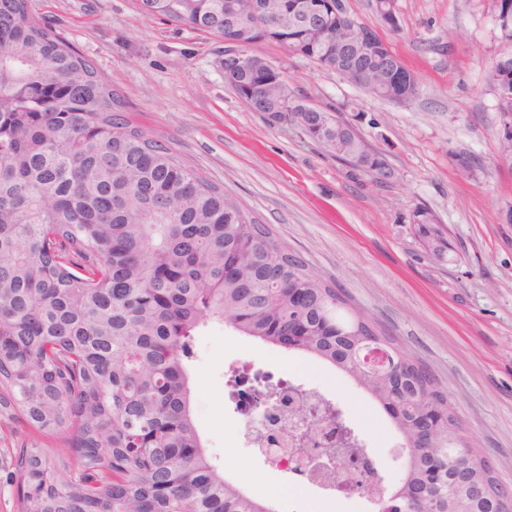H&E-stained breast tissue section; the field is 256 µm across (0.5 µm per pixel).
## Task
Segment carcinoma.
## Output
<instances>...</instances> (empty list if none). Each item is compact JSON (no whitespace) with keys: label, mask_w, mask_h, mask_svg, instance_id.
<instances>
[{"label":"carcinoma","mask_w":512,"mask_h":512,"mask_svg":"<svg viewBox=\"0 0 512 512\" xmlns=\"http://www.w3.org/2000/svg\"><path fill=\"white\" fill-rule=\"evenodd\" d=\"M239 0L234 39L248 68L231 87L264 116L318 112L305 134L339 159L386 170L358 134L294 94L262 56L281 42L323 66L336 59L318 29L292 19L306 2ZM153 17L224 36V0H146ZM276 12L288 33L259 28ZM360 56L367 93L418 97L396 61L380 84L374 30ZM266 81L260 97L249 88ZM302 291L300 309L292 294ZM219 323L275 345L296 323L297 350L364 387L409 448L383 510L504 512L512 491L474 452L433 369L404 350L349 294L315 273L272 229L242 211L122 114L93 64L32 12L0 0V408L52 440L19 450L9 473L16 512H266L208 457L190 412L187 361L197 331ZM367 489L375 467L342 463Z\"/></svg>","instance_id":"carcinoma-1"}]
</instances>
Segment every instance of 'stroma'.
<instances>
[{"label": "stroma", "instance_id": "1", "mask_svg": "<svg viewBox=\"0 0 512 512\" xmlns=\"http://www.w3.org/2000/svg\"><path fill=\"white\" fill-rule=\"evenodd\" d=\"M31 2L118 93L127 120L269 225L431 366L477 452L512 488V164L498 159L502 126L488 79L512 48L500 0H396L395 31L381 26L374 0H344L419 79V96L402 104L372 98L279 43L260 46L297 96L354 124L391 168L387 180L324 152L297 125H271L251 111L224 79L223 38L145 17L136 0ZM465 156L476 163L468 173ZM419 208L434 216L432 229L414 224ZM439 235L448 248L438 257ZM193 344L191 411L208 455L276 512H312L289 501L292 473L268 466L241 439L243 420L224 391L231 367L285 379L303 353L218 324ZM308 375L335 395L388 480L398 479L392 430L368 392L328 368ZM40 440L0 415V512L16 510L6 481L15 448Z\"/></svg>", "mask_w": 512, "mask_h": 512}]
</instances>
